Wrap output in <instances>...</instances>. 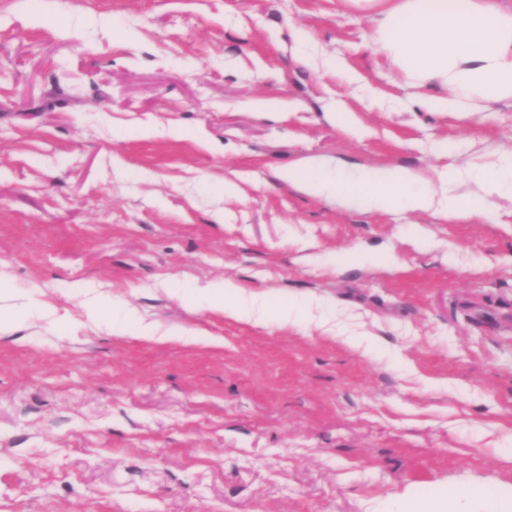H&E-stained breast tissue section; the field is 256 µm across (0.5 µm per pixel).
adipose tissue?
Listing matches in <instances>:
<instances>
[{
  "instance_id": "adipose-tissue-1",
  "label": "adipose tissue",
  "mask_w": 512,
  "mask_h": 512,
  "mask_svg": "<svg viewBox=\"0 0 512 512\" xmlns=\"http://www.w3.org/2000/svg\"><path fill=\"white\" fill-rule=\"evenodd\" d=\"M371 25L375 41L419 90V103L431 112H460L471 104L512 102V0H349ZM474 194L440 200L432 179L410 170L390 169L375 176L351 172L339 177L324 158L310 176L299 168L279 170L281 181L320 198H348L376 211L426 213L447 208L449 216L486 212L512 180V150L495 161L467 169ZM458 171L448 173L456 181ZM206 307L258 324L273 312L269 300L227 281L208 288Z\"/></svg>"
}]
</instances>
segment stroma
<instances>
[{
    "instance_id": "1",
    "label": "stroma",
    "mask_w": 512,
    "mask_h": 512,
    "mask_svg": "<svg viewBox=\"0 0 512 512\" xmlns=\"http://www.w3.org/2000/svg\"><path fill=\"white\" fill-rule=\"evenodd\" d=\"M413 93L344 0H0V309L30 312L0 332V512H512V210L275 176L512 147L511 103ZM225 280L331 326L211 312ZM88 288L195 335L87 322ZM278 177L307 195L353 199L376 211L426 213L443 208L433 180L410 170L390 169L370 177L352 171L341 178L336 163L323 158L308 177L297 167L279 170ZM130 331L134 336L154 340L158 342L169 341L173 339H185L183 336H194L193 331L164 330L161 331L158 326L147 323L142 320H130Z\"/></svg>"
}]
</instances>
